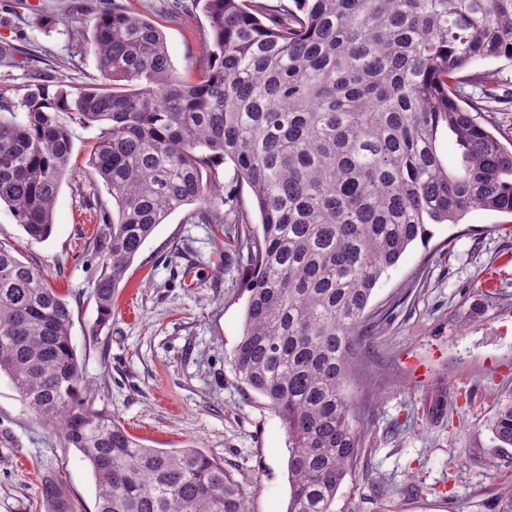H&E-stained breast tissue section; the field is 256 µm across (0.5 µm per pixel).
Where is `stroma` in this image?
Returning a JSON list of instances; mask_svg holds the SVG:
<instances>
[{
	"label": "stroma",
	"mask_w": 512,
	"mask_h": 512,
	"mask_svg": "<svg viewBox=\"0 0 512 512\" xmlns=\"http://www.w3.org/2000/svg\"><path fill=\"white\" fill-rule=\"evenodd\" d=\"M154 19L172 63L193 81L206 65L209 24L193 0H0V100L19 103L34 73L51 84L100 83L90 33L112 5ZM502 100L490 131L512 142V61L480 60ZM94 126H73V153L54 227L32 240L0 206V245L40 269L65 298L94 409L117 417L153 448L191 445L241 483L249 512H286L288 435L264 398L239 383L232 353L243 329L246 271L237 243L212 224L169 215L146 240L96 324L95 238L107 228L83 196L93 190ZM382 276L368 308V337L349 391L365 425L338 512H499L512 485V447L487 425L512 402V215L476 210L434 224ZM54 480L95 512L90 466L60 430L36 418L0 376V512H45L40 488Z\"/></svg>",
	"instance_id": "35a3bbf8"
}]
</instances>
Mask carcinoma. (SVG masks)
<instances>
[{
	"mask_svg": "<svg viewBox=\"0 0 512 512\" xmlns=\"http://www.w3.org/2000/svg\"><path fill=\"white\" fill-rule=\"evenodd\" d=\"M195 0L212 42L196 82L175 72L155 22L117 7L92 43L104 83L0 103V204L35 241L53 231L70 124L96 125L89 165L116 213L93 288L97 324L112 321L126 271L156 227L195 204L199 224H243L248 269L236 377L288 434V512H336L359 453L348 386L383 274L430 224L474 210L512 214V150L485 126L494 81L479 60L512 61V0ZM485 88L462 102L461 86ZM22 115H17L15 108ZM447 133L459 162L438 152ZM233 163L260 221L202 172ZM67 302L0 245V374L87 461L96 512H249L224 465L193 447L150 448L92 407ZM489 430L512 447V403ZM46 512H75L52 481Z\"/></svg>",
	"mask_w": 512,
	"mask_h": 512,
	"instance_id": "carcinoma-1",
	"label": "carcinoma"
}]
</instances>
